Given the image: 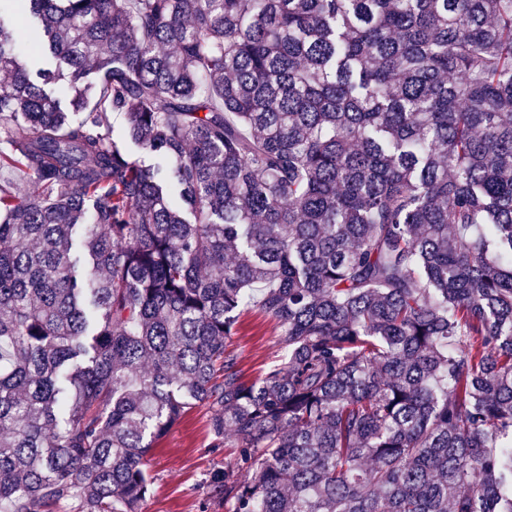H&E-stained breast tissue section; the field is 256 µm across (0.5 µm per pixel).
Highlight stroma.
I'll return each mask as SVG.
<instances>
[{"label":"stroma","instance_id":"stroma-1","mask_svg":"<svg viewBox=\"0 0 512 512\" xmlns=\"http://www.w3.org/2000/svg\"><path fill=\"white\" fill-rule=\"evenodd\" d=\"M231 348L249 380L259 378L283 355L274 319L257 309L241 315ZM237 456L232 445L214 439L207 406L188 410L149 454L152 497L147 512H224V501L213 494L211 481Z\"/></svg>","mask_w":512,"mask_h":512}]
</instances>
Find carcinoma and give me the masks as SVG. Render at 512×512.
Here are the masks:
<instances>
[{"label": "carcinoma", "mask_w": 512, "mask_h": 512, "mask_svg": "<svg viewBox=\"0 0 512 512\" xmlns=\"http://www.w3.org/2000/svg\"><path fill=\"white\" fill-rule=\"evenodd\" d=\"M13 2L0 512H143L199 404L225 512H512V0ZM230 344L248 380L259 378L283 355L277 344L274 319L257 309L245 311L241 315L238 333L232 336Z\"/></svg>", "instance_id": "cac0c4a2"}]
</instances>
